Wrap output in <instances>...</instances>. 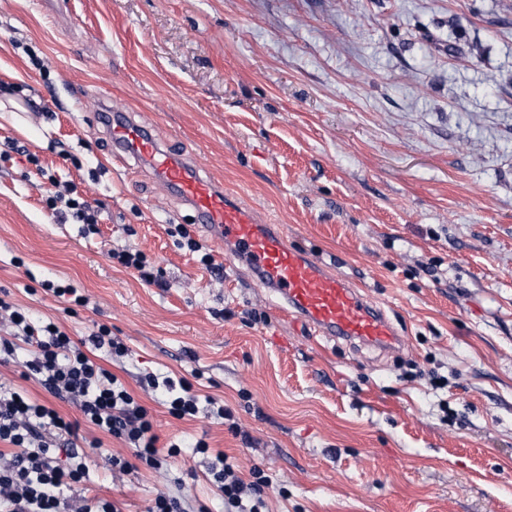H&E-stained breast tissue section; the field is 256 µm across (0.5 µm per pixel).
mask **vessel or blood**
I'll list each match as a JSON object with an SVG mask.
<instances>
[{"instance_id":"b4317fda","label":"vessel or blood","mask_w":512,"mask_h":512,"mask_svg":"<svg viewBox=\"0 0 512 512\" xmlns=\"http://www.w3.org/2000/svg\"><path fill=\"white\" fill-rule=\"evenodd\" d=\"M110 134L113 160L136 158L174 189L226 256L245 266L297 324L384 349L398 344L386 316L350 281L313 253L290 247L278 225L264 223L223 183L200 176L186 158L164 150L132 115L121 114Z\"/></svg>"}]
</instances>
